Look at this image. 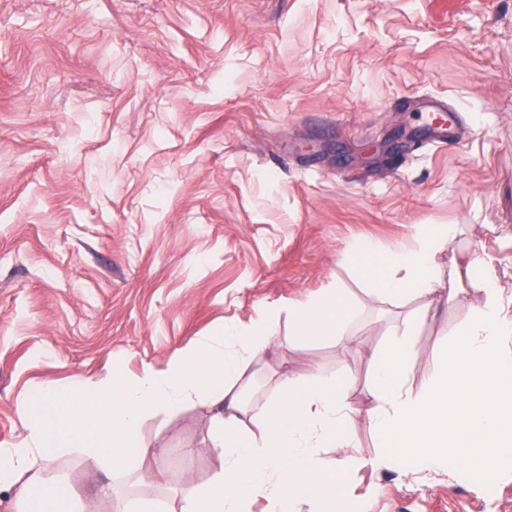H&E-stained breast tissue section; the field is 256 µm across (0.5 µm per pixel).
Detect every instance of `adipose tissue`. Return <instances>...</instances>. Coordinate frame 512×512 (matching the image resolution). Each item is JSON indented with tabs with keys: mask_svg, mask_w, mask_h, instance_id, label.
<instances>
[{
	"mask_svg": "<svg viewBox=\"0 0 512 512\" xmlns=\"http://www.w3.org/2000/svg\"><path fill=\"white\" fill-rule=\"evenodd\" d=\"M457 225L424 226L417 246L384 251L356 246L358 277L372 301L455 302L484 293L454 332L453 350L436 375L413 386L408 364L416 332L413 314L388 330L389 347L367 354L371 370L365 410L379 448L377 456L333 460L326 449L347 448L356 411L336 375H283L262 413L249 415L243 393L253 384L255 359L276 341L278 306L264 307L250 327L224 326L214 336L176 355L168 369L143 367L134 379L106 382L74 378L67 392L45 384L18 404L28 424L20 443L0 448V488H17L21 512H68L72 492L65 481H47L37 463L64 453L97 459L111 485L150 448L140 435L146 415L174 412L195 397L212 407L210 437L224 459L208 486L190 485L179 512H247L249 499L266 498L273 512H288L301 499L327 503L346 496L352 468L373 463L406 473L455 465L491 479L512 471V282L502 280L490 255L471 252L440 267L441 248L454 242ZM292 334L309 344L359 348L351 330L356 305L346 289L332 286L289 307Z\"/></svg>",
	"mask_w": 512,
	"mask_h": 512,
	"instance_id": "obj_1",
	"label": "adipose tissue"
}]
</instances>
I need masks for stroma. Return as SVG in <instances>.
I'll return each instance as SVG.
<instances>
[{
  "label": "stroma",
  "instance_id": "1",
  "mask_svg": "<svg viewBox=\"0 0 512 512\" xmlns=\"http://www.w3.org/2000/svg\"><path fill=\"white\" fill-rule=\"evenodd\" d=\"M460 118L439 146L418 112ZM459 224L512 279V0H0V447L20 400L166 369L222 325L326 288L358 301L361 351L291 338L280 316L247 394L285 373L343 374L368 404L366 355L395 308L361 290L348 246L416 245ZM481 294L418 320L413 384L437 370ZM210 407L145 418V491L178 505L223 467ZM96 512L93 459L49 467ZM355 512H512V472L353 470Z\"/></svg>",
  "mask_w": 512,
  "mask_h": 512
}]
</instances>
